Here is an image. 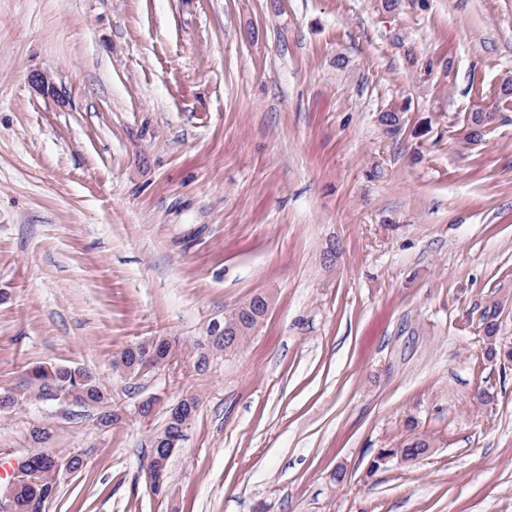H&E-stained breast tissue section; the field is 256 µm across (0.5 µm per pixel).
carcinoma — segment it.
Here are the masks:
<instances>
[{"label": "carcinoma", "mask_w": 512, "mask_h": 512, "mask_svg": "<svg viewBox=\"0 0 512 512\" xmlns=\"http://www.w3.org/2000/svg\"><path fill=\"white\" fill-rule=\"evenodd\" d=\"M380 123L387 135L393 137L400 134L402 117L396 112H384L380 115ZM487 125L484 113L476 112L467 125L466 140L477 142L483 136ZM267 300L262 295H255L243 303L237 310L240 312L239 334L224 338L218 336L212 340L209 348L202 347L194 341L192 350L196 365H207L209 354L225 349L233 351L243 344L252 330L264 318ZM501 304L494 301L484 307L481 315V326L484 341L487 343L485 353L490 358L505 356L512 361V351L505 353L497 348L499 332V315ZM176 342L165 336H153L144 344H135L124 348L115 360V365L130 375L136 376L147 368L146 360L151 366H159L173 354ZM30 397L35 401H61L82 406H98L102 412L98 416V424L103 429L112 427L123 420L122 410L110 405L111 397L107 387L90 371L69 365H38L30 371ZM199 401L194 396H184L180 401V409L176 412L166 411L163 426L155 430L150 438V454L140 461V468H161L164 478H169L171 459V440L182 438L192 424L198 411ZM30 438L34 449L30 453L29 471L26 478L18 484L10 512H34L30 505L34 502L47 505L59 496L60 481L63 475L73 474L82 470L85 455L82 453L61 454L50 447L52 432L44 424L30 430ZM429 443L421 437H409L395 448H384L378 452L370 464V469L377 470L383 463L380 459L394 456L409 462L423 455Z\"/></svg>", "instance_id": "obj_1"}]
</instances>
